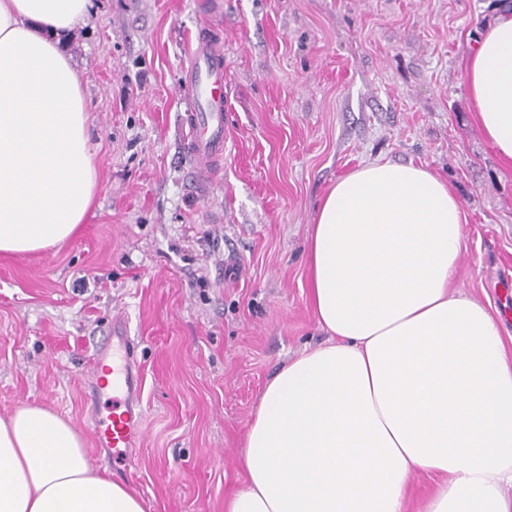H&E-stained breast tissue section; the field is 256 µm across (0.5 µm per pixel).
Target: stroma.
I'll return each mask as SVG.
<instances>
[{
  "mask_svg": "<svg viewBox=\"0 0 512 512\" xmlns=\"http://www.w3.org/2000/svg\"><path fill=\"white\" fill-rule=\"evenodd\" d=\"M496 0H94L65 43L83 71L97 205L77 236L0 254V417L39 404L87 438L111 396L88 372L121 323L143 436L99 462L145 512H224L268 379L326 344L306 243L338 179L380 159L448 180L467 222L455 283L501 316L512 167L485 139L463 65ZM223 39L224 160L207 194L182 86L204 24Z\"/></svg>",
  "mask_w": 512,
  "mask_h": 512,
  "instance_id": "obj_1",
  "label": "stroma"
}]
</instances>
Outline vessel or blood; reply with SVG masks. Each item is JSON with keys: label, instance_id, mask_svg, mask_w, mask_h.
I'll return each instance as SVG.
<instances>
[{"label": "vessel or blood", "instance_id": "obj_1", "mask_svg": "<svg viewBox=\"0 0 512 512\" xmlns=\"http://www.w3.org/2000/svg\"><path fill=\"white\" fill-rule=\"evenodd\" d=\"M191 112L190 152L194 164L189 182L195 193L207 187L206 172L224 158V56L219 39L200 36L191 52L185 74ZM89 377L97 387H112L118 392L120 416L101 418L92 431L96 448L134 447L141 438L143 409L141 406L140 371L131 348L124 341L99 350L93 360Z\"/></svg>", "mask_w": 512, "mask_h": 512}]
</instances>
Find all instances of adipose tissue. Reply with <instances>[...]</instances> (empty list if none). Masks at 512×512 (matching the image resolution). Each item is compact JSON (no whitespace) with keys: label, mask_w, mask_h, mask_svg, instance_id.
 Here are the masks:
<instances>
[{"label":"adipose tissue","mask_w":512,"mask_h":512,"mask_svg":"<svg viewBox=\"0 0 512 512\" xmlns=\"http://www.w3.org/2000/svg\"><path fill=\"white\" fill-rule=\"evenodd\" d=\"M93 0H0V253L74 237L95 203L90 106L67 36ZM478 124L512 162V11L464 65ZM460 199L412 164L369 161L331 185L306 251L327 345L290 357L249 425L224 512H512V353L502 321L455 284ZM0 512H145L93 470L81 434L40 405L0 418ZM412 492L409 499V512H417L420 503L430 495L435 488V480L427 475L415 476L412 481Z\"/></svg>","instance_id":"adipose-tissue-1"}]
</instances>
